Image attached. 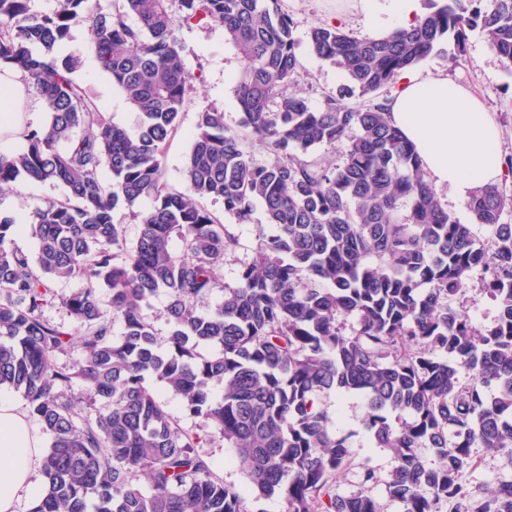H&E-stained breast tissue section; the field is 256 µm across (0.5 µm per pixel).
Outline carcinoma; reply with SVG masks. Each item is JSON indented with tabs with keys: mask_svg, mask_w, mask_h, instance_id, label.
<instances>
[{
	"mask_svg": "<svg viewBox=\"0 0 512 512\" xmlns=\"http://www.w3.org/2000/svg\"><path fill=\"white\" fill-rule=\"evenodd\" d=\"M30 2L0 0V69L22 75L47 121L22 127L24 148L0 156V188L19 176L66 188L28 219L34 259L15 244V219L0 214V386L24 397L51 439L31 512H251L197 451L205 437L176 426L148 378L220 434L258 496H283L287 512H384L385 499L402 512H512V477L484 496L466 481L477 447L505 453L512 468V224L501 221L512 193L480 187L467 202L471 223L458 221L385 108L404 72L445 45L461 60L474 30L511 70L512 0H428V12L380 38L311 28L312 53L346 74L349 96L368 100L331 96L322 108L281 92L298 61L278 0H180L185 20L224 26L244 61L235 85L244 132L215 108L200 112L179 188L162 158L190 75L170 0H121L109 14L63 0L42 15ZM76 23L139 113L137 132L112 124L75 80L80 61L59 54ZM339 143L340 164L314 155ZM257 144L268 160L255 158ZM203 198L223 200L235 224L250 223L259 203L275 228L258 234L256 260L232 284L219 270L239 247L234 224ZM143 199L129 251L115 212ZM474 224L494 229L493 248ZM475 270L495 302L483 327L464 310ZM63 279L84 288L60 296L53 283ZM215 292L221 303L198 311ZM160 293L164 351L148 313ZM57 301L71 323L45 318ZM77 340L84 358L73 371L57 357ZM76 379L93 399L85 408L71 393ZM329 391L363 395V429L397 461L388 479L363 463L360 489L334 492L352 454L319 406Z\"/></svg>",
	"mask_w": 512,
	"mask_h": 512,
	"instance_id": "carcinoma-1",
	"label": "carcinoma"
}]
</instances>
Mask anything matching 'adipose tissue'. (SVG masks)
<instances>
[{
    "label": "adipose tissue",
    "instance_id": "adipose-tissue-1",
    "mask_svg": "<svg viewBox=\"0 0 512 512\" xmlns=\"http://www.w3.org/2000/svg\"><path fill=\"white\" fill-rule=\"evenodd\" d=\"M387 108L435 189L465 199L476 186L499 180V128L469 90L442 77H404ZM44 455L25 409L0 395V512H22L42 497Z\"/></svg>",
    "mask_w": 512,
    "mask_h": 512
}]
</instances>
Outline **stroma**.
Masks as SVG:
<instances>
[{"label": "stroma", "instance_id": "35a3bbf8", "mask_svg": "<svg viewBox=\"0 0 512 512\" xmlns=\"http://www.w3.org/2000/svg\"><path fill=\"white\" fill-rule=\"evenodd\" d=\"M279 9L289 15L295 24L297 57L300 77L289 85V92L308 99L320 107L327 96L337 95L347 83L345 75L331 62L319 59L308 48L306 35L311 27L331 25L343 28L357 37H373L378 31H390L392 22H384L381 29H373L366 21L356 0H278ZM174 34L184 48L186 67L191 75L181 112L178 133L169 141L163 159L164 177L172 187L182 181V167L191 144V134L204 109L215 107L224 113V122L230 129H238L241 110L234 93L242 60L236 49L226 40L223 27L213 21H185L178 0H171ZM88 28L72 26L61 52L79 58L76 81L95 100L100 110L112 122L135 130L137 114L118 88L98 69L90 48ZM416 74L448 78L472 93L482 102L500 130V153L512 156V70L507 69L489 48L479 32H471L466 53L460 63H452L446 54L434 55L415 68ZM62 185L53 182H35L26 177L0 187V213L26 221L32 211L45 201L61 198ZM320 405L332 420V429L344 436L353 450L356 462L369 463L381 478H388L396 466L390 452L373 447L364 433L360 420L365 412V401L357 394L321 395ZM201 451L213 471L226 484L247 491L248 481L238 465L232 461L220 435H212L203 442Z\"/></svg>", "mask_w": 512, "mask_h": 512}]
</instances>
